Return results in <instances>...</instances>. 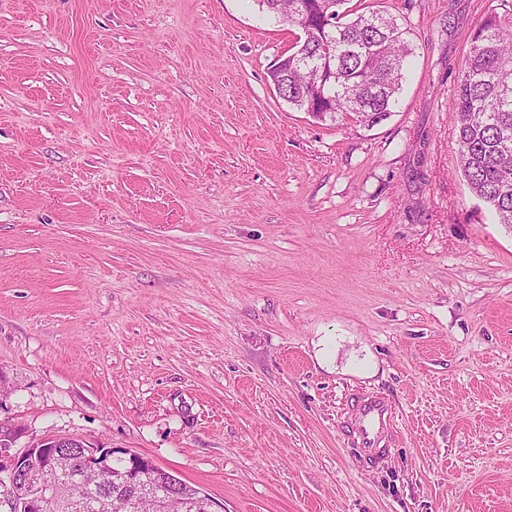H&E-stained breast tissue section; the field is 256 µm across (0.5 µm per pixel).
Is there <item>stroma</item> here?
<instances>
[{
  "mask_svg": "<svg viewBox=\"0 0 512 512\" xmlns=\"http://www.w3.org/2000/svg\"><path fill=\"white\" fill-rule=\"evenodd\" d=\"M392 111L321 122L252 0H0V422L122 448L224 512H512V228L453 88L501 0H365ZM396 412L390 455L342 433ZM391 426V413L384 399L369 396L353 406L351 430L353 446L360 448L364 457H376L386 451V434Z\"/></svg>",
  "mask_w": 512,
  "mask_h": 512,
  "instance_id": "35a3bbf8",
  "label": "stroma"
}]
</instances>
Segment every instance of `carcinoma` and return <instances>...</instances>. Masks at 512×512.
I'll use <instances>...</instances> for the list:
<instances>
[{
    "mask_svg": "<svg viewBox=\"0 0 512 512\" xmlns=\"http://www.w3.org/2000/svg\"><path fill=\"white\" fill-rule=\"evenodd\" d=\"M258 10L300 28L299 4L310 7L311 32L301 33L288 49V103L307 111L319 100V82L335 86L336 97L321 111L332 121L391 112L404 78L411 48L407 31L395 18L368 6L355 10L349 0H253ZM490 12L471 33L470 49L454 92L460 115L459 166L470 191L512 224V3ZM72 485L46 494L43 512H85V482L98 486L99 512H209V498L166 470L131 464L115 451L101 475L83 473L78 456L56 463ZM45 465L34 460L18 477L40 483ZM155 492L135 497L129 481ZM0 512H29L21 497L7 499L0 485Z\"/></svg>",
    "mask_w": 512,
    "mask_h": 512,
    "instance_id": "cac0c4a2",
    "label": "carcinoma"
}]
</instances>
